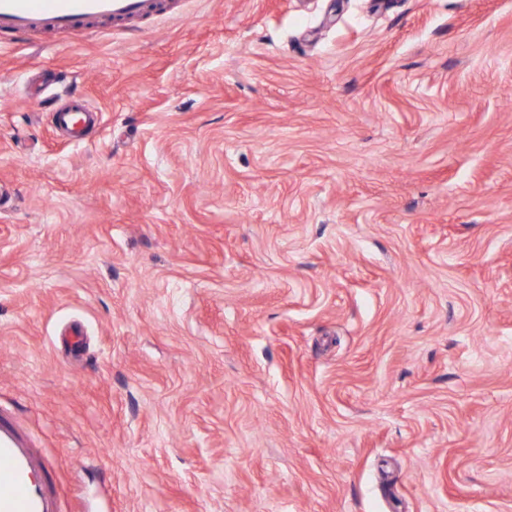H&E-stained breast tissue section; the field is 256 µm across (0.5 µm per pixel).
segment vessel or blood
<instances>
[{
    "label": "vessel or blood",
    "instance_id": "1",
    "mask_svg": "<svg viewBox=\"0 0 512 512\" xmlns=\"http://www.w3.org/2000/svg\"><path fill=\"white\" fill-rule=\"evenodd\" d=\"M171 0H0V36L27 40L46 32L66 33L107 22L134 34L144 24L171 11ZM55 124L74 138L97 121L79 97L54 110ZM51 463L39 452L8 408L0 407V512H58Z\"/></svg>",
    "mask_w": 512,
    "mask_h": 512
}]
</instances>
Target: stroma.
Returning <instances> with one entry per match:
<instances>
[{"label":"stroma","instance_id":"obj_1","mask_svg":"<svg viewBox=\"0 0 512 512\" xmlns=\"http://www.w3.org/2000/svg\"><path fill=\"white\" fill-rule=\"evenodd\" d=\"M1 182L0 404L62 512H512V0L0 45ZM95 112L81 97H72L67 105L53 110L56 126L76 139L94 126L97 121Z\"/></svg>","mask_w":512,"mask_h":512}]
</instances>
